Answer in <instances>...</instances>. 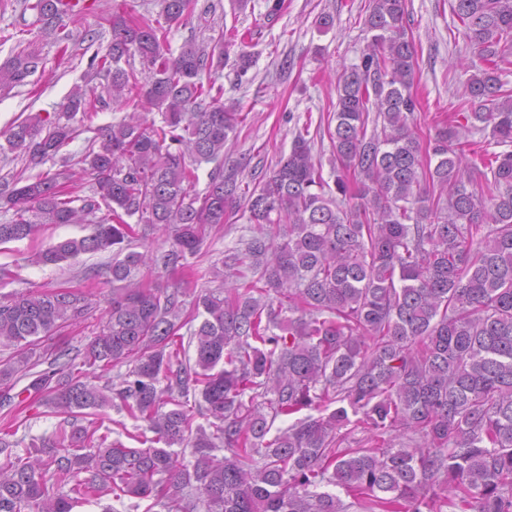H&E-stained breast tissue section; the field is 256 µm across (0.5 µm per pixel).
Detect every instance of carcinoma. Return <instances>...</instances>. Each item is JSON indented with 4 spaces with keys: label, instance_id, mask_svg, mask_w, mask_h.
<instances>
[{
    "label": "carcinoma",
    "instance_id": "cac0c4a2",
    "mask_svg": "<svg viewBox=\"0 0 512 512\" xmlns=\"http://www.w3.org/2000/svg\"><path fill=\"white\" fill-rule=\"evenodd\" d=\"M62 51L81 13L65 0H23ZM157 18L115 12L111 39L94 53L53 117L30 114L4 134L1 152L24 171L0 178V246L34 239L46 224L90 234L50 242L25 261L57 265L111 252L109 317L72 372H31L33 349L85 318L79 290H29L0 303V409L11 381L62 416L55 434L23 455L13 424L0 429V512H73L112 494L153 498L162 512H512V150L478 160L466 139L489 132L512 145V0H453L474 69L463 122L415 135L416 47L407 0H372L359 63L343 68L327 121L334 181L323 177L308 128L255 185L224 171V147L242 122L224 103L223 28L193 29L196 0H159ZM190 27L178 53L173 27ZM40 52L17 44L0 64V89L25 83ZM132 107L95 130L91 110ZM155 109L160 121L143 112ZM80 163L90 194L73 185ZM49 161L54 170H41ZM214 164L204 193L197 171ZM247 215L250 235L213 267L220 284L191 305L186 281L163 288L145 271L192 269L206 227ZM168 249L139 252L147 231ZM187 328L189 339L180 334ZM194 359L185 357V345ZM213 418L193 426L190 391ZM146 423L141 448L82 421L105 408ZM307 411L300 417L298 413ZM295 420L270 435L280 417ZM371 435L343 446V429ZM194 449L195 461L180 459ZM222 451L219 458L215 452ZM333 486L350 498L326 490Z\"/></svg>",
    "mask_w": 512,
    "mask_h": 512
}]
</instances>
